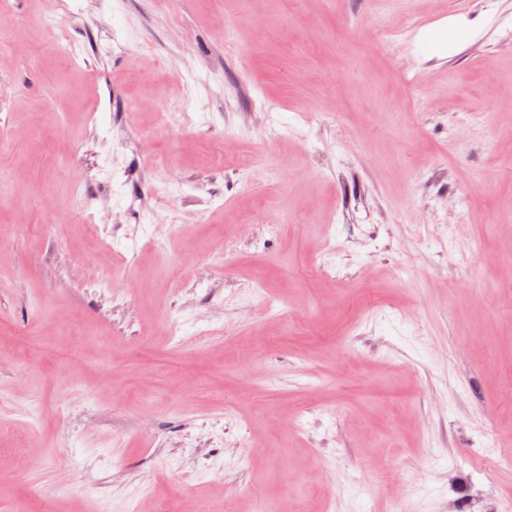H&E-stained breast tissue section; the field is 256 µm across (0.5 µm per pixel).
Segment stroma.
<instances>
[{"label":"stroma","instance_id":"35a3bbf8","mask_svg":"<svg viewBox=\"0 0 512 512\" xmlns=\"http://www.w3.org/2000/svg\"><path fill=\"white\" fill-rule=\"evenodd\" d=\"M56 7L0 27V512H502L512 0Z\"/></svg>","mask_w":512,"mask_h":512}]
</instances>
